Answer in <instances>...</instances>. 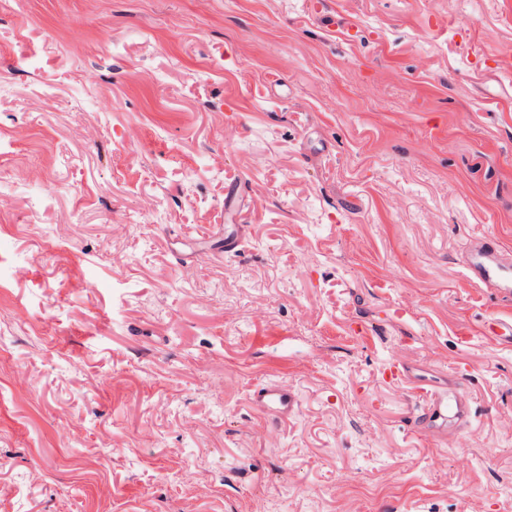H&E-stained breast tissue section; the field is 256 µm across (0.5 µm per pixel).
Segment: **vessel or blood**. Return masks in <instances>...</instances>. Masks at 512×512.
I'll return each instance as SVG.
<instances>
[{
	"label": "vessel or blood",
	"mask_w": 512,
	"mask_h": 512,
	"mask_svg": "<svg viewBox=\"0 0 512 512\" xmlns=\"http://www.w3.org/2000/svg\"><path fill=\"white\" fill-rule=\"evenodd\" d=\"M460 263L470 281L512 298V258L507 254L474 238L463 248ZM385 373L395 383H422L421 402L414 422L426 433L444 440L470 424L476 411L475 403L461 383L453 379L444 383L428 378L425 368L412 362L389 366ZM252 402L270 419L281 420L295 413L298 397L286 382L272 379L253 392Z\"/></svg>",
	"instance_id": "vessel-or-blood-1"
}]
</instances>
